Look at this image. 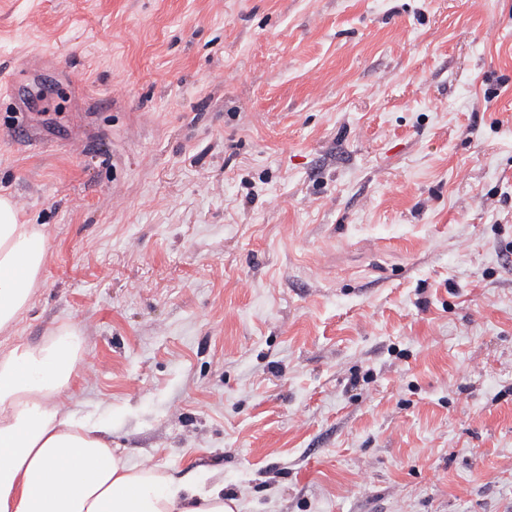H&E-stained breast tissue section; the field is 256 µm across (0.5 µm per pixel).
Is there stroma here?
I'll return each instance as SVG.
<instances>
[{"label":"stroma","instance_id":"35a3bbf8","mask_svg":"<svg viewBox=\"0 0 512 512\" xmlns=\"http://www.w3.org/2000/svg\"><path fill=\"white\" fill-rule=\"evenodd\" d=\"M0 349L239 512H512V0H0ZM19 217L12 198L0 195V333L11 332L29 308L46 264L44 228Z\"/></svg>","mask_w":512,"mask_h":512}]
</instances>
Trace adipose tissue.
Returning <instances> with one entry per match:
<instances>
[{"mask_svg": "<svg viewBox=\"0 0 512 512\" xmlns=\"http://www.w3.org/2000/svg\"><path fill=\"white\" fill-rule=\"evenodd\" d=\"M42 226L0 195V333L29 308L46 264ZM82 367L76 342L0 351V512H235L224 488L175 483L131 465L57 400Z\"/></svg>", "mask_w": 512, "mask_h": 512, "instance_id": "obj_1", "label": "adipose tissue"}]
</instances>
